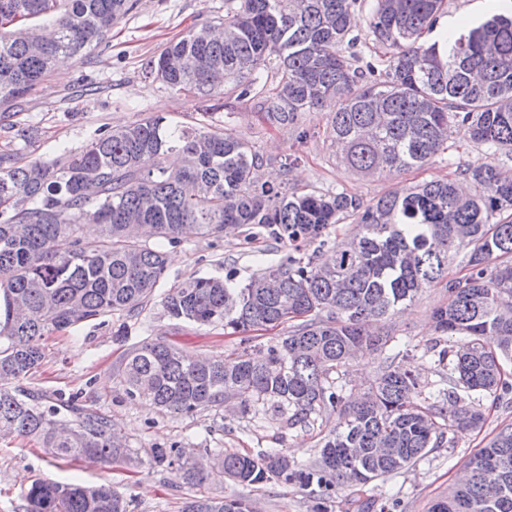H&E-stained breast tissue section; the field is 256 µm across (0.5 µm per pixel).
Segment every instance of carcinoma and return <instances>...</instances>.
I'll return each instance as SVG.
<instances>
[{
  "instance_id": "cac0c4a2",
  "label": "carcinoma",
  "mask_w": 512,
  "mask_h": 512,
  "mask_svg": "<svg viewBox=\"0 0 512 512\" xmlns=\"http://www.w3.org/2000/svg\"><path fill=\"white\" fill-rule=\"evenodd\" d=\"M354 0H224V16L190 27L142 64L147 78L194 98L249 100L272 127H300L307 112L336 103L327 129L351 172L379 177L428 165L448 148L455 125L473 141L512 150V13L465 20L429 45L444 0H372L365 36L385 50L384 70L356 65L345 50L360 41ZM137 0H0V130L27 137V95L61 57L84 63ZM181 163L170 167L168 153ZM266 159L216 128L183 127L147 116L105 129L82 150L24 160L0 150V439L31 438L52 459L93 457L140 466L107 415L80 394L49 399L23 385L55 332L114 314L136 320L166 273L163 247L186 225L219 237L227 225L258 228L298 251L336 224L354 233L319 261L288 255L246 281L192 278L162 298L172 319L249 332L298 321L262 356L248 350L208 357L145 338L127 351L117 377L129 397L178 415L218 408L233 395L242 413L293 425L331 409L342 428L320 459L299 464L271 451L257 458L221 451L185 460L177 445L147 450L149 463L189 486L218 468L255 485L276 478L322 499L347 483L401 471L445 443L446 431L482 427L484 416L456 389L495 400L512 390V174L467 165L366 203L345 193L288 189L298 157L280 159L284 182L258 183ZM472 186L462 194L458 180ZM465 252L469 273L448 284L435 329L455 337L438 353L448 367L451 409L427 402L414 370L390 361L364 401L348 405L333 375L356 348H384L373 324L438 284ZM469 477L429 512H512V425L467 462ZM23 512H127L110 486L36 479ZM182 512H250L242 499L190 498Z\"/></svg>"
}]
</instances>
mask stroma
<instances>
[{
    "label": "stroma",
    "instance_id": "1",
    "mask_svg": "<svg viewBox=\"0 0 512 512\" xmlns=\"http://www.w3.org/2000/svg\"><path fill=\"white\" fill-rule=\"evenodd\" d=\"M223 12L224 0H138L136 9L115 25L101 44L93 64L65 60L27 96L23 118L34 126L35 136L24 143V158H51L77 151L100 128L116 129L159 114L183 125L203 123L232 130L268 157L265 171L271 185H279L283 179L279 158L293 153L301 161L292 173V187L322 193L344 191L366 202L445 177L460 166L491 163L512 171V152L488 148L459 130L448 150L425 167L380 178L357 176L335 157L326 111L305 114L302 128L308 135L302 139L298 136L302 128L270 127L250 102L237 103L228 111L223 98L216 96L203 107L193 98L143 77L142 64L166 43ZM82 84L91 85V92H79ZM166 252L167 274L156 289V299L130 324L127 337L115 338L119 321L114 316L52 334L27 387L48 396L60 391L81 393L87 404L117 424L133 448L176 444L194 458L206 449L253 456L280 450L297 462H314L325 435L339 424L338 414L327 412L308 426L291 428L270 415H243L221 408L189 416L159 414L124 394L114 374L123 353L144 338H161L206 355H225L243 348L256 354L287 332L280 326L238 334L220 326L178 322L165 314L161 303L169 288L193 276H223L232 271L237 280H245L258 268L283 260L286 251L280 245L261 237L246 239L244 230L235 227L226 229L219 239L183 235L180 244L167 247ZM447 301V285L442 282L422 291L411 306L393 316V341L382 350L364 351L341 373L345 400L368 392L388 358L410 364L427 391L448 389V373L437 365L431 352L432 346L443 349L451 343L450 337L435 332L431 320L434 308ZM479 407L486 418L481 430L456 436L454 445L429 449L398 473L343 488L320 502L299 486L275 479L241 485L225 476L210 477L199 491L248 500L257 512H428L431 503L456 484L464 464L502 427L512 425V399L497 402L484 397ZM40 477L111 484L127 499L130 512H181L190 495L173 474L146 465L128 471L86 459L52 461L28 439L0 440V512H21L22 486Z\"/></svg>",
    "mask_w": 512,
    "mask_h": 512
}]
</instances>
